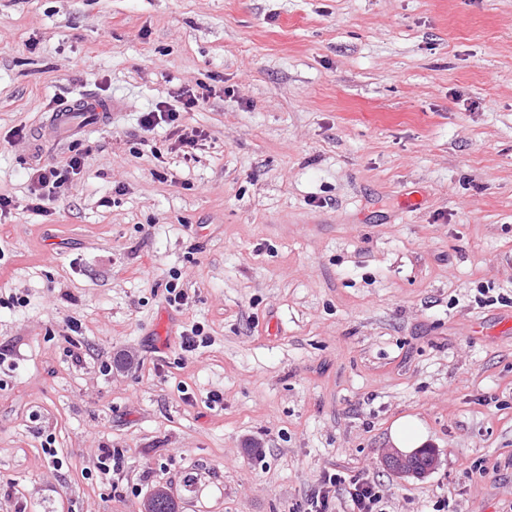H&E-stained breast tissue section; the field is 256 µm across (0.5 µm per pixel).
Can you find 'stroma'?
<instances>
[{"label":"stroma","instance_id":"35a3bbf8","mask_svg":"<svg viewBox=\"0 0 512 512\" xmlns=\"http://www.w3.org/2000/svg\"><path fill=\"white\" fill-rule=\"evenodd\" d=\"M217 76L197 160L140 128ZM86 94L110 123L39 137ZM85 146L55 223H0V512H305L330 469L512 512V0H0V194ZM424 435V428L420 421L412 416H405L397 419L391 426L390 438L395 448L403 451H411L409 448H418L415 452L405 455L394 448L387 449L383 458L390 471L397 475L422 476L434 469L437 463L435 450L432 448H420ZM427 450L428 461L423 469H408L409 460L414 456H421Z\"/></svg>","mask_w":512,"mask_h":512}]
</instances>
